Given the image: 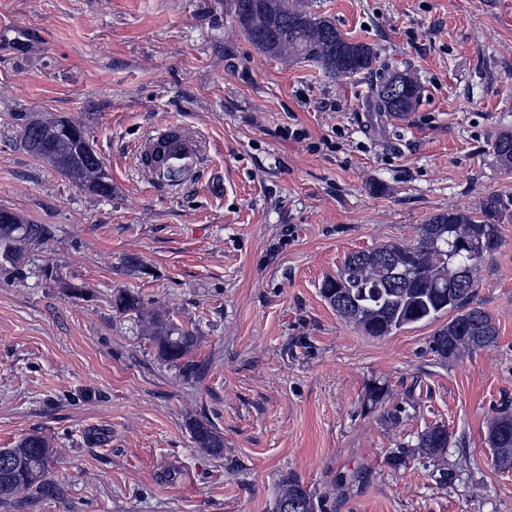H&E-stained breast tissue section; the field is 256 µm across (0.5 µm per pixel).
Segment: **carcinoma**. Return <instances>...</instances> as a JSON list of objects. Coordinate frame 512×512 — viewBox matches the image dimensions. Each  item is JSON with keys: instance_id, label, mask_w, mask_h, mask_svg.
Segmentation results:
<instances>
[{"instance_id": "carcinoma-1", "label": "carcinoma", "mask_w": 512, "mask_h": 512, "mask_svg": "<svg viewBox=\"0 0 512 512\" xmlns=\"http://www.w3.org/2000/svg\"><path fill=\"white\" fill-rule=\"evenodd\" d=\"M235 16L245 37L261 52L281 59L307 60L324 71L346 76L373 69L374 47L351 42L326 16L313 14L298 0H234ZM395 80L402 87L397 103L385 95ZM423 86L410 69H388L372 87L374 111L388 119L404 120L420 102ZM23 143L33 157L47 163L72 183L99 195H112V179L83 126L58 117L33 138L29 123L22 127ZM496 163L512 173V130L499 134L492 145ZM8 224L0 223V267L20 271L26 255L52 234L46 224H35L8 210ZM501 211L490 199L477 211L450 209L430 216L418 226L411 244L388 242L349 254L336 275L327 276L320 292L336 315L367 336H389L404 327L433 323L450 315L429 340L441 361L490 347L499 333L489 313L473 304L476 271L483 258L500 244ZM112 307L142 328L158 358L178 369L185 378L200 373L190 359L197 349L194 331L173 318L146 309L130 290L112 295ZM193 440L201 451L220 456L224 437L209 420L190 423ZM448 429L435 424L418 434L411 448H398L389 458L395 468L419 454L438 459L448 448ZM487 441L495 464L512 468V413L504 410L487 426ZM56 449L41 432L33 431L0 456V512H13L31 499H54L59 488L53 466ZM271 512H323L321 502L290 474L282 480Z\"/></svg>"}]
</instances>
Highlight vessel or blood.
<instances>
[{
	"instance_id": "1",
	"label": "vessel or blood",
	"mask_w": 512,
	"mask_h": 512,
	"mask_svg": "<svg viewBox=\"0 0 512 512\" xmlns=\"http://www.w3.org/2000/svg\"><path fill=\"white\" fill-rule=\"evenodd\" d=\"M138 153L152 179L167 186L185 184L203 165L198 143L174 122L144 140Z\"/></svg>"
}]
</instances>
